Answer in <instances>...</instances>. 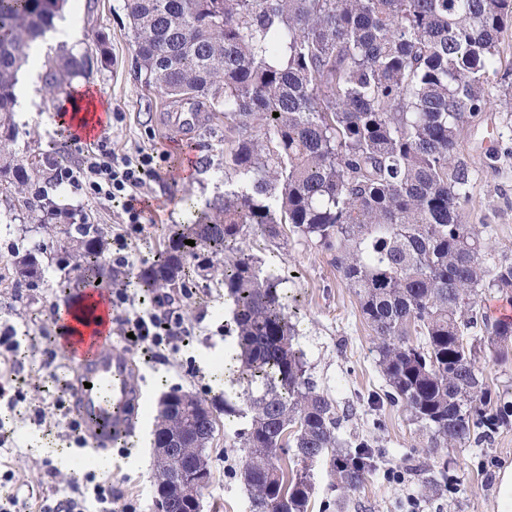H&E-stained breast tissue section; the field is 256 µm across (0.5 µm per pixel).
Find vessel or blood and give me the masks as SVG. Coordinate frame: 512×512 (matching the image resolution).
<instances>
[{
    "mask_svg": "<svg viewBox=\"0 0 512 512\" xmlns=\"http://www.w3.org/2000/svg\"><path fill=\"white\" fill-rule=\"evenodd\" d=\"M73 325L71 314H63L59 355L74 370L70 407L82 424L88 449L102 456L134 433L132 408L141 397L132 378L136 364L132 355L117 345L111 322L77 333Z\"/></svg>",
    "mask_w": 512,
    "mask_h": 512,
    "instance_id": "b4317fda",
    "label": "vessel or blood"
}]
</instances>
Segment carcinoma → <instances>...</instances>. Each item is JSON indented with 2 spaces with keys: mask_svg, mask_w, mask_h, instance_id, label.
<instances>
[{
  "mask_svg": "<svg viewBox=\"0 0 512 512\" xmlns=\"http://www.w3.org/2000/svg\"><path fill=\"white\" fill-rule=\"evenodd\" d=\"M127 10L137 77L224 113L226 145L224 194L191 213L138 283L177 293L224 258L241 357L229 372L243 388L242 405L222 408L164 394L155 454L173 434V466L209 480L220 421L249 419L230 447L247 449L235 475L251 512H308L310 471L327 456L343 492L376 470L369 444L341 447L335 401L307 374L281 280L237 247L246 229L272 239L288 230L330 257L375 335L389 401L423 424L430 447L479 444L511 422L512 401L492 400L480 361L487 349L508 357L512 322L476 306L480 288L512 293V263L485 266L479 230L461 222L469 171L454 158L464 124L488 105L512 0H127ZM59 17L55 0H0V195L25 194L39 173L14 157L15 88L31 44ZM86 64L62 55L49 87L63 90ZM51 214L70 219L60 259L83 280L103 278L98 225L57 202ZM39 254L15 253L16 283L39 278ZM477 327L486 336L468 337ZM169 473L156 465L155 497L171 495Z\"/></svg>",
  "mask_w": 512,
  "mask_h": 512,
  "instance_id": "cac0c4a2",
  "label": "carcinoma"
}]
</instances>
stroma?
Returning <instances> with one entry per match:
<instances>
[{"instance_id":"obj_1","label":"stroma","mask_w":512,"mask_h":512,"mask_svg":"<svg viewBox=\"0 0 512 512\" xmlns=\"http://www.w3.org/2000/svg\"><path fill=\"white\" fill-rule=\"evenodd\" d=\"M62 17L77 30L64 50L87 56L89 69L52 96L45 89L47 58H30L27 67L34 74L37 100L32 110L15 115V155L19 163L35 160L40 165L32 193L66 205L107 235L122 222L121 201H91L82 190L52 178L55 169L74 165L91 149L57 124L68 97L82 87L106 101V129L116 152L132 154L146 147L165 155L142 189L152 207L151 222L137 237L132 254V270L138 273L163 252L176 225L188 222L191 209L204 208L223 193L224 116L202 113L199 129L183 130L174 122L168 101L141 84L134 70L127 0H65ZM456 159L470 172L462 220L478 225L487 239L486 266L512 261V113L494 105L471 118L460 133ZM35 246L43 250V280L34 288L13 283L15 251ZM242 247L264 271L283 279V303L295 326V345L318 388L336 403L340 441L346 446L368 441L380 456L381 471L345 495L332 489L328 462L317 464L308 512H498L501 474L512 465V424L481 445L429 447L428 431L403 406L386 401L387 384L372 331L326 253L295 234L275 241L251 234ZM75 277L71 266L59 262L54 240L37 229L25 207L0 200V321L29 333L28 364H39L45 337L55 333L49 311L65 299L59 282ZM231 310L217 280H199L185 308L188 346L168 362L152 368L139 365L136 379L145 403L129 440L132 454L115 453L81 468L68 466L51 478L43 473L44 458L63 451L77 459L80 451L69 446L63 429L48 433L30 420H17L13 438L0 445V470L10 472L5 489L18 495L22 512H52L71 496L73 484L82 482L88 469L111 478L113 496L134 504L136 512H157L152 433L158 400L174 389L219 402L234 398L227 383L228 363L237 349L229 327ZM246 425L238 419L217 433L210 450L212 479L201 494L202 512H249V493L233 474L245 451L230 445L234 432ZM443 462L456 480L455 491H448L439 475Z\"/></svg>"}]
</instances>
